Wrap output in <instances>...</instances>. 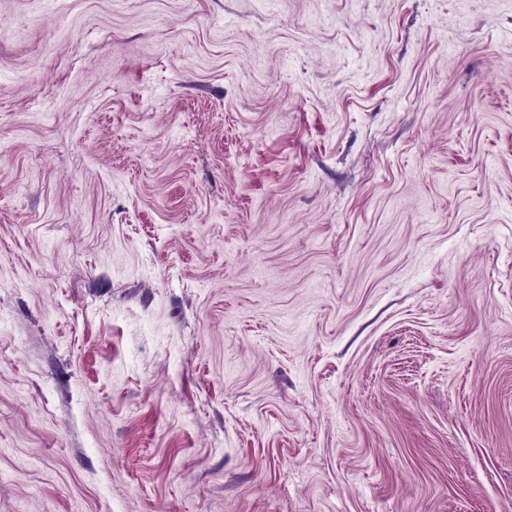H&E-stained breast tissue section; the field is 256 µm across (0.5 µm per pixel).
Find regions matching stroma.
Returning <instances> with one entry per match:
<instances>
[{
	"instance_id": "obj_1",
	"label": "stroma",
	"mask_w": 512,
	"mask_h": 512,
	"mask_svg": "<svg viewBox=\"0 0 512 512\" xmlns=\"http://www.w3.org/2000/svg\"><path fill=\"white\" fill-rule=\"evenodd\" d=\"M0 512H512V0H0Z\"/></svg>"
}]
</instances>
